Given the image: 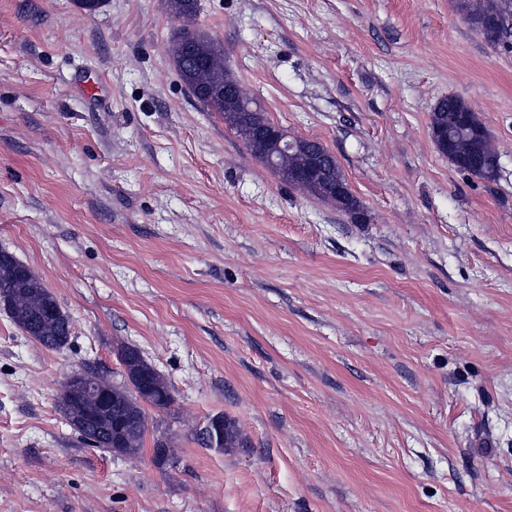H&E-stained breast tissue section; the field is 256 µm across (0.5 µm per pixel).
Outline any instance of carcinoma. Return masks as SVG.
<instances>
[{"label": "carcinoma", "mask_w": 512, "mask_h": 512, "mask_svg": "<svg viewBox=\"0 0 512 512\" xmlns=\"http://www.w3.org/2000/svg\"><path fill=\"white\" fill-rule=\"evenodd\" d=\"M457 8L487 42L495 45L504 43L509 34V21L512 20V0H491L489 4L486 0H457ZM217 48L222 49L224 45L206 34H180L173 41L170 53L182 82L208 111L217 113L237 135L248 125L267 124L268 120L256 101L252 100L243 106L225 99L224 88L229 86L231 79L229 73H224L223 79L218 81L215 75L201 66L204 54ZM430 129L449 139V143L438 146V149L459 170L484 181H496L498 170L492 164L498 158L496 150L491 141L482 139L481 130L484 125L463 99L448 96L438 101L431 112ZM310 152L318 155V178L322 183L307 184L302 190L323 200V184L343 183L345 178L335 156L319 142L312 143L307 138L295 140L289 162L305 158ZM2 294L11 302L9 314L12 321L26 332L31 327H36L37 341L41 345L56 349L68 343L71 335L70 319L41 279L0 269V295ZM152 380L150 401L139 406L141 422L127 428L128 450L131 453L140 450L145 442L149 423L146 407L165 409L173 402L164 378L155 372ZM223 430L224 443L217 445V448L226 450L244 447L233 420L224 418Z\"/></svg>", "instance_id": "obj_1"}]
</instances>
